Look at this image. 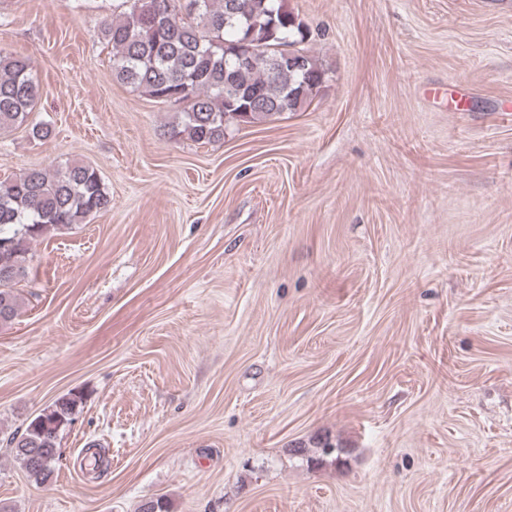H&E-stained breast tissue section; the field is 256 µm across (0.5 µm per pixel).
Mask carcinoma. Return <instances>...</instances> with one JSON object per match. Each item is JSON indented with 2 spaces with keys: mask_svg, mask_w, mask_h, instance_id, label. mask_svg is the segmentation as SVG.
I'll use <instances>...</instances> for the list:
<instances>
[{
  "mask_svg": "<svg viewBox=\"0 0 512 512\" xmlns=\"http://www.w3.org/2000/svg\"><path fill=\"white\" fill-rule=\"evenodd\" d=\"M140 0H121L100 25L112 48L117 82L177 110L174 139L198 144L224 140L230 119L264 121L312 102L327 72L306 47L309 32L287 0H151L152 19L138 13ZM249 39L255 56L248 67L236 50ZM298 56L271 70L268 59L280 46ZM39 95L30 60L0 51V131L29 119ZM111 198L96 168L84 163L33 168L0 180V325L20 314L16 286L27 276L30 241L109 210ZM81 397L57 399L34 416L21 433L6 439L14 460L34 482H43L58 457L60 433L72 421Z\"/></svg>",
  "mask_w": 512,
  "mask_h": 512,
  "instance_id": "carcinoma-1",
  "label": "carcinoma"
}]
</instances>
